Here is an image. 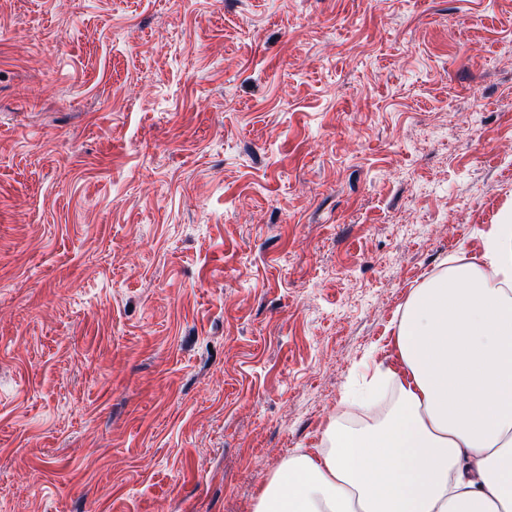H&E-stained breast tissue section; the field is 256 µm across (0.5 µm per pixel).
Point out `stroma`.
Listing matches in <instances>:
<instances>
[{
  "label": "stroma",
  "instance_id": "1",
  "mask_svg": "<svg viewBox=\"0 0 512 512\" xmlns=\"http://www.w3.org/2000/svg\"><path fill=\"white\" fill-rule=\"evenodd\" d=\"M512 206V0H0V512H253Z\"/></svg>",
  "mask_w": 512,
  "mask_h": 512
}]
</instances>
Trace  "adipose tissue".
Wrapping results in <instances>:
<instances>
[{"label": "adipose tissue", "mask_w": 512, "mask_h": 512, "mask_svg": "<svg viewBox=\"0 0 512 512\" xmlns=\"http://www.w3.org/2000/svg\"><path fill=\"white\" fill-rule=\"evenodd\" d=\"M396 338L403 378L385 420L331 424L254 512H512V208L483 263L414 290Z\"/></svg>", "instance_id": "1"}]
</instances>
